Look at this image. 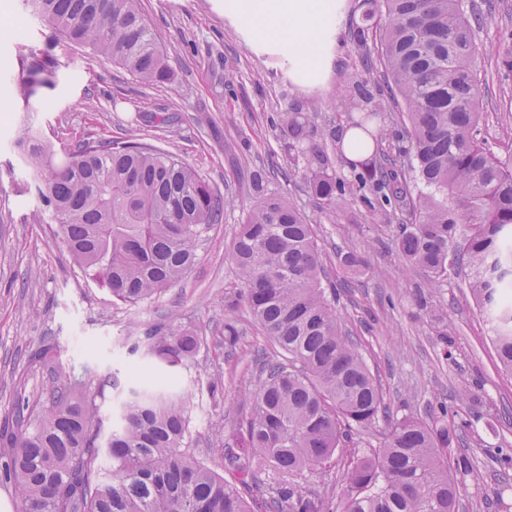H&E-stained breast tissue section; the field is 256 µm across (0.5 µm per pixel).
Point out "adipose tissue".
Segmentation results:
<instances>
[{
	"mask_svg": "<svg viewBox=\"0 0 512 512\" xmlns=\"http://www.w3.org/2000/svg\"><path fill=\"white\" fill-rule=\"evenodd\" d=\"M236 15L258 37L287 49L294 67L321 72L325 62L318 48L347 0H230Z\"/></svg>",
	"mask_w": 512,
	"mask_h": 512,
	"instance_id": "obj_1",
	"label": "adipose tissue"
}]
</instances>
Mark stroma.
I'll list each match as a JSON object with an SVG mask.
<instances>
[{
    "label": "stroma",
    "instance_id": "obj_1",
    "mask_svg": "<svg viewBox=\"0 0 512 512\" xmlns=\"http://www.w3.org/2000/svg\"><path fill=\"white\" fill-rule=\"evenodd\" d=\"M226 0H140L172 72L170 81L144 86L128 71L77 47L60 58L54 86L27 100L0 84V429L22 403L46 396L51 383L80 376H111L101 414L115 424L130 370L173 376L174 393L189 402L192 449L241 493L263 501L281 480L244 448L238 467H224V450L237 418L248 412L262 361L279 356L243 310L230 300L237 279L229 262L235 234L260 195L287 197L313 224L326 277L335 287L344 330L358 336L391 418L430 419L446 404L470 426L448 452L449 465L466 460L458 512H512V487L501 488L500 469L512 458V375L500 368L490 326L464 274L449 270L441 287H427L395 240L405 214L367 207L338 134L365 103L393 111L378 38L356 35L379 0H349L337 42L323 47L330 60L319 83L303 86L281 60L273 41L255 40ZM483 18L476 32L480 137L496 154L512 155V72L497 62L501 29L512 28V0H468ZM53 35L25 11L21 0H0V60L17 59L18 44L39 50ZM313 113L307 139L326 155L325 169L343 179L347 201L326 209L309 189L317 163L288 140L297 113ZM172 121L157 125L156 116ZM75 146L86 138L131 133L170 151L197 169L224 197V218L197 251L194 266L173 288L150 302L126 305L88 281L39 206L17 145L23 126ZM360 258L349 273L341 255ZM243 331L234 355L224 352V320ZM187 329L202 336L189 362L169 366L153 358L146 336ZM55 349L53 365L34 358ZM371 430L355 431L324 467L298 482L334 512L344 497L350 458L378 447Z\"/></svg>",
    "mask_w": 512,
    "mask_h": 512
}]
</instances>
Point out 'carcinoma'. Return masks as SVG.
<instances>
[{
  "label": "carcinoma",
  "instance_id": "carcinoma-1",
  "mask_svg": "<svg viewBox=\"0 0 512 512\" xmlns=\"http://www.w3.org/2000/svg\"><path fill=\"white\" fill-rule=\"evenodd\" d=\"M391 23L382 35L392 88L406 108L414 180L408 194L396 160L361 161L358 181L414 223L396 240L401 256L438 288L448 266L470 269L473 297L487 311L493 345L512 375V159L491 154L479 140L475 29L464 0H383ZM55 33L53 53L32 55L12 80L29 99L53 83L56 56L74 45L129 71L147 86L171 79L166 57L139 0H24ZM498 56L512 70V30L501 32ZM26 164L40 208L36 221L58 226L74 263L112 299L136 305L174 287L192 266L224 197L178 155L136 136L85 139L55 148L38 133L26 137ZM322 205L344 203L345 184L319 169L309 182ZM469 226L463 249L456 230ZM251 320L286 357L263 364L250 395L251 411L234 436L282 475L265 512H321L320 498L295 478L320 468L359 428L381 429L375 453L347 469L343 512H456L467 469L456 476L448 449L466 422L448 419V406L427 422L391 420L360 347L342 331L336 305L322 286V260L313 226L279 195L247 213L230 250ZM242 336L224 320V349ZM149 352L176 365L193 357L201 337L169 330L150 337ZM166 378L138 374L123 404L122 424L102 437L100 404L115 386L110 376L52 385L45 400L15 416L0 440V469L14 481L20 512H252L236 485L189 452L188 409ZM109 468L102 469L103 459Z\"/></svg>",
  "mask_w": 512,
  "mask_h": 512
}]
</instances>
